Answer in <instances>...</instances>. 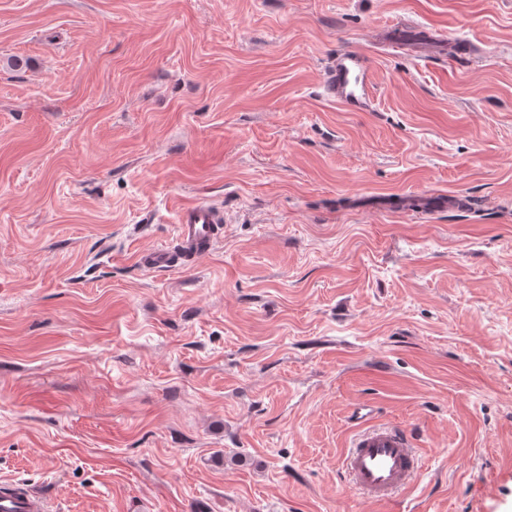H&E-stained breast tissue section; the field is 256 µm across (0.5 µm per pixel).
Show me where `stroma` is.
Masks as SVG:
<instances>
[{
  "instance_id": "stroma-1",
  "label": "stroma",
  "mask_w": 512,
  "mask_h": 512,
  "mask_svg": "<svg viewBox=\"0 0 512 512\" xmlns=\"http://www.w3.org/2000/svg\"><path fill=\"white\" fill-rule=\"evenodd\" d=\"M344 48L370 111L322 89ZM421 188L467 206L386 204ZM196 202L218 246L141 269ZM364 401L425 459L387 508L340 491ZM1 479L53 512H512V0H0Z\"/></svg>"
}]
</instances>
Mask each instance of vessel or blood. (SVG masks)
<instances>
[{"label":"vessel or blood","instance_id":"1","mask_svg":"<svg viewBox=\"0 0 512 512\" xmlns=\"http://www.w3.org/2000/svg\"><path fill=\"white\" fill-rule=\"evenodd\" d=\"M323 86L327 96L347 111L365 112L372 105L371 71L365 56L357 51L337 52L324 74ZM223 222V214L211 205H185L177 214L173 244L142 250L136 260L141 268L152 272L191 266L221 241ZM370 414L365 405L352 411L354 429L339 469L344 481L364 499L389 505L421 468L422 458L403 425H372L368 422ZM0 512H48V508L18 484L1 481Z\"/></svg>","mask_w":512,"mask_h":512}]
</instances>
